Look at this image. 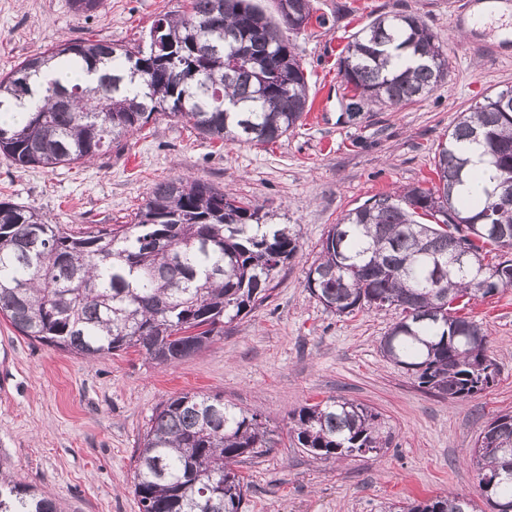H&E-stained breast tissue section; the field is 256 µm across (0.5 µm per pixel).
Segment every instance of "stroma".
Wrapping results in <instances>:
<instances>
[{"instance_id": "1", "label": "stroma", "mask_w": 512, "mask_h": 512, "mask_svg": "<svg viewBox=\"0 0 512 512\" xmlns=\"http://www.w3.org/2000/svg\"><path fill=\"white\" fill-rule=\"evenodd\" d=\"M455 0H312V24L295 39L311 107L301 126L269 146L223 144L190 123L154 114L148 134L87 164L19 169L0 155V201L80 231L130 223L152 187L173 177L208 181L263 204L295 225L299 250L262 306L206 348L169 365L134 352L85 360L22 336L0 316V471L53 495L61 512H141L136 451L155 408L185 392L221 396L258 412L270 431L261 456L239 463L246 512H384L403 500L474 495L469 452L495 415L512 411V288L472 301L498 365L495 386L451 402L419 390L379 349L395 310L326 311L306 287L328 225L369 198L429 186L434 155L460 112L512 86V38L474 30V0L460 26ZM186 0H103L92 18L69 0H0V76L64 40L148 47L154 22ZM418 15L448 57L449 74L421 101L351 115L339 72L343 49L380 15ZM344 397L379 411L392 429L379 454L320 461L295 447L290 415Z\"/></svg>"}]
</instances>
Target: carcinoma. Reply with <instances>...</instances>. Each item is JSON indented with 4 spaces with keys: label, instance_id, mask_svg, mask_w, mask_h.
<instances>
[{
    "label": "carcinoma",
    "instance_id": "1",
    "mask_svg": "<svg viewBox=\"0 0 512 512\" xmlns=\"http://www.w3.org/2000/svg\"><path fill=\"white\" fill-rule=\"evenodd\" d=\"M189 0L181 16L158 19L166 49L131 50L68 40L0 77V112L26 110L23 124L0 125V153L19 169L82 164L142 131L161 112L225 143H272L309 111L307 80L284 36L303 31L295 5L280 21L255 0ZM92 17L102 0H69ZM247 44L255 64L238 59ZM107 72L67 88L42 76L50 66ZM340 72L372 105L399 107L428 96L449 73L448 57L414 14L381 15L346 48ZM482 147L494 175L479 200L454 188L470 174L461 144ZM437 182L382 194L329 225L306 288L338 316L400 310L380 340L382 354L414 383L462 400L496 382L481 325L463 306L512 287V259L489 263L487 247L512 251V88L460 113L434 156ZM475 228L471 263L452 255L448 236ZM299 237L267 223L256 202L200 179L155 185L129 224L75 235L35 210L0 202V315L22 335L97 359L130 348L159 364L202 350L224 325L262 304ZM296 447L319 460L377 453L391 434L382 415L343 397L293 414ZM261 415L219 396L181 393L161 403L137 449L134 493L142 512H243L247 490L234 465L268 447ZM476 492L491 512H512V412L487 422L470 451ZM459 494L389 506L388 512H476ZM0 512H58L56 499L0 478Z\"/></svg>",
    "mask_w": 512,
    "mask_h": 512
}]
</instances>
